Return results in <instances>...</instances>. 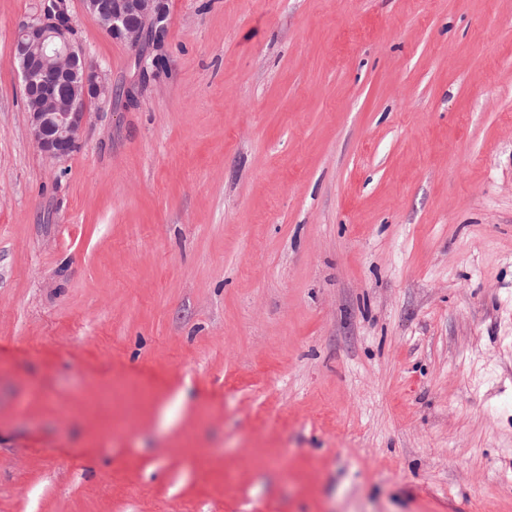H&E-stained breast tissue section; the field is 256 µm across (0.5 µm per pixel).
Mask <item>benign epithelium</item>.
<instances>
[{
	"instance_id": "benign-epithelium-1",
	"label": "benign epithelium",
	"mask_w": 512,
	"mask_h": 512,
	"mask_svg": "<svg viewBox=\"0 0 512 512\" xmlns=\"http://www.w3.org/2000/svg\"><path fill=\"white\" fill-rule=\"evenodd\" d=\"M85 10L107 34L133 49L147 35L165 32L166 0H83ZM13 63L22 75L30 134L47 157L69 156L80 144L87 104L112 97V84L85 58L74 41L67 0H49L19 28Z\"/></svg>"
}]
</instances>
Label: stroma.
<instances>
[{"label": "stroma", "instance_id": "1", "mask_svg": "<svg viewBox=\"0 0 512 512\" xmlns=\"http://www.w3.org/2000/svg\"><path fill=\"white\" fill-rule=\"evenodd\" d=\"M68 4L51 159L0 0V512H512V0ZM47 2L19 28L12 61L22 75L30 134L45 156L59 159L80 144L88 102L113 90L76 45L67 0ZM85 10L112 38L133 49L147 35L160 39L165 32V0H83Z\"/></svg>", "mask_w": 512, "mask_h": 512}]
</instances>
